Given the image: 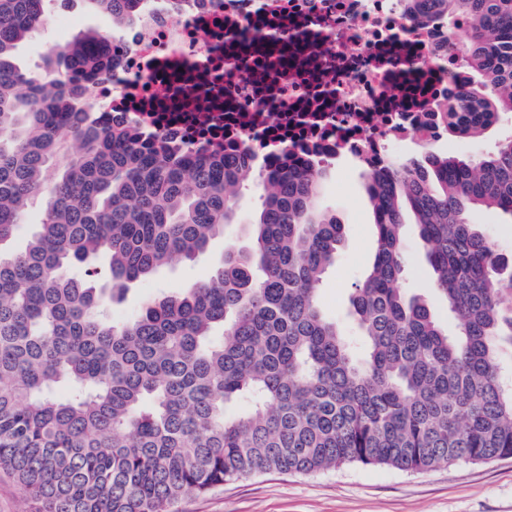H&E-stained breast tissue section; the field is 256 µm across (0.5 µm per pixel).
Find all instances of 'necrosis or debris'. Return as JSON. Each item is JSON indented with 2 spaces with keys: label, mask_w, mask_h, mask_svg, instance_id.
<instances>
[{
  "label": "necrosis or debris",
  "mask_w": 512,
  "mask_h": 512,
  "mask_svg": "<svg viewBox=\"0 0 512 512\" xmlns=\"http://www.w3.org/2000/svg\"><path fill=\"white\" fill-rule=\"evenodd\" d=\"M163 0L113 39L90 120L177 150L246 152L263 166L348 155L387 172L396 144L429 145L435 106L467 85L448 20L422 0Z\"/></svg>",
  "instance_id": "necrosis-or-debris-1"
}]
</instances>
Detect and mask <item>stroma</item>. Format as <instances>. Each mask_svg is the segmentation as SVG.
I'll return each instance as SVG.
<instances>
[{"label":"stroma","instance_id":"1","mask_svg":"<svg viewBox=\"0 0 512 512\" xmlns=\"http://www.w3.org/2000/svg\"><path fill=\"white\" fill-rule=\"evenodd\" d=\"M89 29L112 31L110 21L88 11L83 0H55L48 24L19 45L17 58L24 68L44 71L68 41ZM511 134L512 119L506 117L474 139L445 132L428 150L405 143L397 153L404 160H420L428 153L473 158L494 151ZM321 185L320 205L336 215L344 233L336 263L321 286L319 303L329 318L353 335L357 326L350 315V295L371 267L376 238L368 179L364 168L341 157L324 167ZM261 194L257 178H250L233 206L232 224L212 241L206 254L193 262L173 263L131 284L122 298L112 302L113 321L127 320L148 300L205 282L229 247L248 244L250 225L262 210ZM475 220L489 233L502 261L512 264V215L483 209ZM405 249L409 264L404 288L430 304L443 329L454 330L447 305L434 295L433 273L415 230H408ZM171 512H512V458L460 460L417 472L361 464L316 474L274 472L184 497L172 505Z\"/></svg>","mask_w":512,"mask_h":512}]
</instances>
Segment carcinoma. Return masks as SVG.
I'll return each mask as SVG.
<instances>
[{
    "instance_id": "carcinoma-1",
    "label": "carcinoma",
    "mask_w": 512,
    "mask_h": 512,
    "mask_svg": "<svg viewBox=\"0 0 512 512\" xmlns=\"http://www.w3.org/2000/svg\"><path fill=\"white\" fill-rule=\"evenodd\" d=\"M51 2L0 0V468L32 512H168L256 474L512 457V288L474 219L481 207L512 215L511 138L469 161L429 154L369 171L377 235L350 297L356 339L318 302L343 228L317 206L311 165L260 174L250 244L116 325L106 307L130 283L224 234L253 165L87 123L85 90L104 75L112 36L67 43L61 79L17 62ZM85 2L118 30L143 0ZM432 2L450 31L469 20L465 61L484 80L442 112L448 130L475 138L512 112V0ZM37 197L44 214L25 250L3 249ZM406 207L452 335L398 287Z\"/></svg>"
}]
</instances>
